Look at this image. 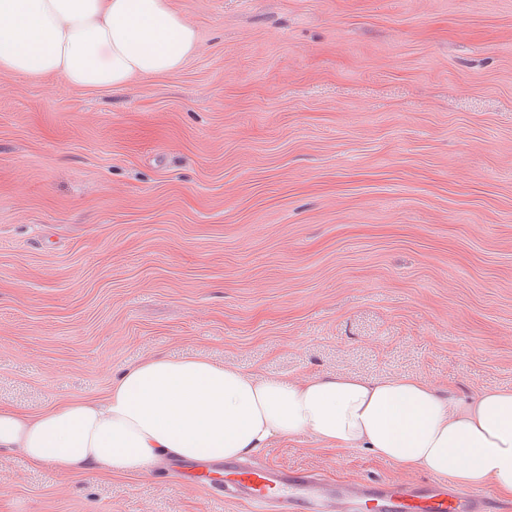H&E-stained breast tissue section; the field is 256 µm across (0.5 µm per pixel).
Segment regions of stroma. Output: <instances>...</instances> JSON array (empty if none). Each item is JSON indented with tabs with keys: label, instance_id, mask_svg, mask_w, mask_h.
I'll use <instances>...</instances> for the list:
<instances>
[{
	"label": "stroma",
	"instance_id": "35a3bbf8",
	"mask_svg": "<svg viewBox=\"0 0 512 512\" xmlns=\"http://www.w3.org/2000/svg\"><path fill=\"white\" fill-rule=\"evenodd\" d=\"M200 49L119 91L0 72V405L151 356L512 389V0H171ZM255 465L399 483L281 438ZM208 463L66 475L0 512H249Z\"/></svg>",
	"mask_w": 512,
	"mask_h": 512
}]
</instances>
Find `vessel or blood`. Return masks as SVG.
I'll return each mask as SVG.
<instances>
[{
  "mask_svg": "<svg viewBox=\"0 0 512 512\" xmlns=\"http://www.w3.org/2000/svg\"><path fill=\"white\" fill-rule=\"evenodd\" d=\"M224 492L252 512H345L349 506L374 512H505L493 493L452 483L422 480L411 486L388 480L324 482L309 472H283L247 463L224 466Z\"/></svg>",
  "mask_w": 512,
  "mask_h": 512,
  "instance_id": "vessel-or-blood-1",
  "label": "vessel or blood"
}]
</instances>
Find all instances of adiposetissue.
<instances>
[{"label":"adipose tissue","instance_id":"adipose-tissue-1","mask_svg":"<svg viewBox=\"0 0 512 512\" xmlns=\"http://www.w3.org/2000/svg\"><path fill=\"white\" fill-rule=\"evenodd\" d=\"M199 48L169 0H0V71L120 90ZM365 448L407 469L512 492V390L462 397L413 376L267 378L204 355L152 356L100 400L0 406V450L64 473L142 474L161 458L237 460L281 437Z\"/></svg>","mask_w":512,"mask_h":512}]
</instances>
